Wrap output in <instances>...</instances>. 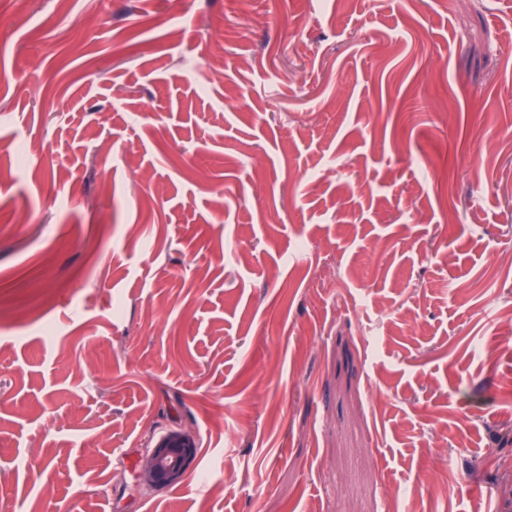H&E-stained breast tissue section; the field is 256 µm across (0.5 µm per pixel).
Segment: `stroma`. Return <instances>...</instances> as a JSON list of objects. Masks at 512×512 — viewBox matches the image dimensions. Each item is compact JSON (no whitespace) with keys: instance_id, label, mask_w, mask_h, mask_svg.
I'll list each match as a JSON object with an SVG mask.
<instances>
[{"instance_id":"35a3bbf8","label":"stroma","mask_w":512,"mask_h":512,"mask_svg":"<svg viewBox=\"0 0 512 512\" xmlns=\"http://www.w3.org/2000/svg\"><path fill=\"white\" fill-rule=\"evenodd\" d=\"M511 332L512 0H0V512H512ZM138 478L148 489L180 483L199 455L200 443L190 432L168 429L151 435Z\"/></svg>"}]
</instances>
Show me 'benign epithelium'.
I'll use <instances>...</instances> for the list:
<instances>
[{
  "mask_svg": "<svg viewBox=\"0 0 512 512\" xmlns=\"http://www.w3.org/2000/svg\"><path fill=\"white\" fill-rule=\"evenodd\" d=\"M145 448L146 455L138 478L152 489L180 483L196 461L200 443L190 432L168 429L150 436Z\"/></svg>",
  "mask_w": 512,
  "mask_h": 512,
  "instance_id": "benign-epithelium-1",
  "label": "benign epithelium"
}]
</instances>
